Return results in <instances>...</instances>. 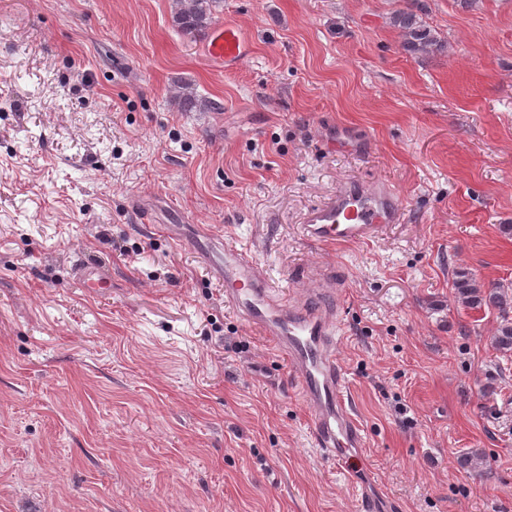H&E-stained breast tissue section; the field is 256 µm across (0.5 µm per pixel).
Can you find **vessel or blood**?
Listing matches in <instances>:
<instances>
[{
    "mask_svg": "<svg viewBox=\"0 0 512 512\" xmlns=\"http://www.w3.org/2000/svg\"><path fill=\"white\" fill-rule=\"evenodd\" d=\"M206 51L225 68L246 54L241 29L227 22L212 33ZM403 209L397 192L385 183L342 184L326 202L307 210L303 233L310 241L365 242L396 223ZM224 295L235 312L262 328L287 353L300 390L313 414V438L323 455L344 460L362 442L360 428L343 398L344 378L337 364L338 286L320 271L315 296L280 295L265 269L246 252L227 245L216 250ZM361 512H394L391 499L370 489L371 477H354Z\"/></svg>",
    "mask_w": 512,
    "mask_h": 512,
    "instance_id": "1",
    "label": "vessel or blood"
}]
</instances>
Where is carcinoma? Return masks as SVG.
<instances>
[{"label": "carcinoma", "mask_w": 512, "mask_h": 512, "mask_svg": "<svg viewBox=\"0 0 512 512\" xmlns=\"http://www.w3.org/2000/svg\"><path fill=\"white\" fill-rule=\"evenodd\" d=\"M220 0H176L172 21L186 37L200 38L206 35L213 23V11ZM402 29L406 50L428 55L439 46L437 38L419 21L416 10L408 7L395 17ZM458 298L468 308L487 307L498 311L500 323L492 336V344L502 356H512V292L499 286H485L462 273L454 282Z\"/></svg>", "instance_id": "cac0c4a2"}]
</instances>
